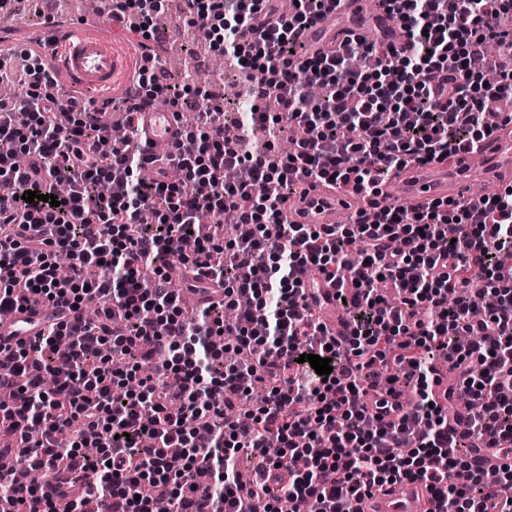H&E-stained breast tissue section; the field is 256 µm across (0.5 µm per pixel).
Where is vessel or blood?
Wrapping results in <instances>:
<instances>
[{
  "mask_svg": "<svg viewBox=\"0 0 512 512\" xmlns=\"http://www.w3.org/2000/svg\"><path fill=\"white\" fill-rule=\"evenodd\" d=\"M363 0H341L335 10L325 12L320 20L305 30L302 37L313 53H323L353 35L350 27H337L341 14H357ZM48 42L42 53L44 63L57 79L72 83L93 96L117 91L130 81L133 70L130 44L141 43L139 33L109 22L103 28L89 30L77 25L44 28ZM139 140L143 146L163 144L174 147L182 139V125L176 112L153 108L137 113ZM481 182L490 191L512 186V121L499 119L490 137L473 149L458 153L444 164L414 166L384 185L381 204L408 202L427 206L438 199L468 196L472 182ZM356 204L353 196L324 183H303L299 193L284 207L281 219L286 224L322 226L337 223L340 216ZM308 302L318 312L330 336L343 339L352 331L350 317L336 303L337 288L328 278L317 283L303 281ZM72 316L67 306L52 304L37 297L21 302L8 312H0V346L16 348L46 330L50 322H66ZM389 404L384 422L396 421L409 408L411 397L396 391H368L363 403L376 412L378 402ZM429 494L420 484L403 486L401 491H385L366 497L355 505L356 512H425Z\"/></svg>",
  "mask_w": 512,
  "mask_h": 512,
  "instance_id": "obj_1",
  "label": "vessel or blood"
}]
</instances>
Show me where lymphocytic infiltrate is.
<instances>
[{"instance_id":"obj_1","label":"lymphocytic infiltrate","mask_w":512,"mask_h":512,"mask_svg":"<svg viewBox=\"0 0 512 512\" xmlns=\"http://www.w3.org/2000/svg\"><path fill=\"white\" fill-rule=\"evenodd\" d=\"M191 2L186 20L207 27L213 52L243 78L264 74L248 86L235 141L208 91L159 83L147 56L127 135L100 152L110 131L90 105L56 97L55 78L23 55L30 81L14 107L28 122L0 121V311L27 292L74 318L0 356V430L25 456L19 480L1 479L0 490L18 512H95L103 497L112 512H155L160 498L171 512H354L364 496L418 483L432 512H512V465L489 483L471 463L481 448L512 456V191L475 208L377 201L403 169L448 162L512 112V0H380L405 49L386 31L321 55L300 54L298 38L329 0H294L281 17L271 0ZM163 8L114 0L112 18L149 40ZM248 30L256 41L244 40ZM493 43L502 56L491 61ZM487 60L499 74L492 85ZM160 99L190 100L198 120L159 168L133 122ZM284 124L305 132L288 157L272 136ZM241 166L250 183L225 179ZM302 179L339 185L375 219L361 210L347 224L282 223ZM49 181L70 186L54 207L41 198ZM104 182L118 193L99 195ZM30 190L38 198L28 203ZM228 212L238 232L225 240L214 226ZM179 262L198 284L224 285L190 321L170 276ZM314 267L340 286L349 340L327 337L302 303ZM489 294L496 307L472 318ZM244 296L252 309L225 320ZM302 354L330 359L332 372L316 374ZM441 358L460 377L449 393L482 403L460 436L436 393ZM147 366L154 376H143ZM258 384L260 402L243 406ZM380 386L411 389L410 412L389 423L369 413L359 400ZM404 436L411 451L394 453ZM245 459L254 468L243 487ZM48 462L97 479L50 498L29 479ZM280 468L288 486L278 495L269 480Z\"/></svg>"}]
</instances>
